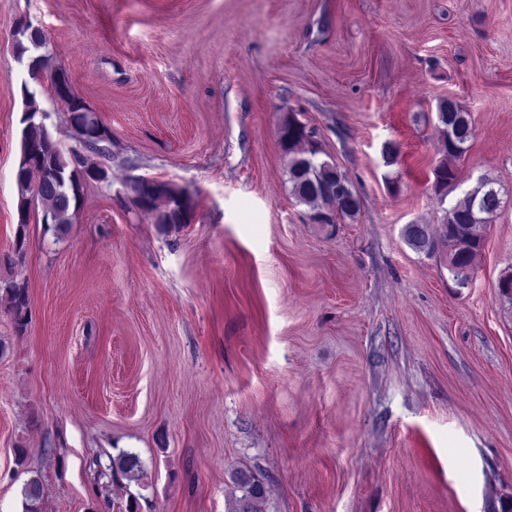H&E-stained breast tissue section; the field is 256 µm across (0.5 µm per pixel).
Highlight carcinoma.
I'll return each mask as SVG.
<instances>
[{"label": "carcinoma", "instance_id": "1", "mask_svg": "<svg viewBox=\"0 0 512 512\" xmlns=\"http://www.w3.org/2000/svg\"><path fill=\"white\" fill-rule=\"evenodd\" d=\"M14 38L21 56L46 47L41 30L30 24L18 26ZM32 68L30 78L35 82L47 80L54 98L64 104L72 132L83 151L74 149L67 158L59 146L45 135L42 125L32 123L28 126L23 160L19 161L16 170L17 229L11 253L3 257L7 265L24 262L27 229L32 218L40 214L46 216L60 233L73 223L81 205L85 172L94 166L85 151L94 143L95 153H102L106 144L111 142L109 129L81 98L72 93L64 70L50 68L47 55L41 53L32 57ZM437 111L443 158L434 169V177L436 188L442 191L456 180L450 161L465 154L472 127L469 114L454 100H440ZM316 136V129L302 122L294 113L286 115L278 127L277 144L286 163L290 194L297 202L309 207L310 219H326L331 225L343 224L358 215L360 197L351 179L336 163L317 158L320 149ZM171 202L175 208L158 218L160 226L167 230L189 223L192 211V196L185 192L181 198H173ZM503 204L504 193L498 183L482 178L445 211L439 236H433L426 224H408L404 229L405 241L413 249L428 254L440 246L448 249V274L460 287L467 288L471 282L473 259L482 250L487 227ZM29 303L26 282L0 279V309L10 315L17 333L27 329ZM106 470L113 478L120 476L133 480L141 470V461L137 454L122 450L110 458ZM234 482L243 491L236 500V512H257L259 500L264 496L263 482L246 471L237 472ZM42 494L40 479H29L22 488L24 512H38Z\"/></svg>", "mask_w": 512, "mask_h": 512}]
</instances>
